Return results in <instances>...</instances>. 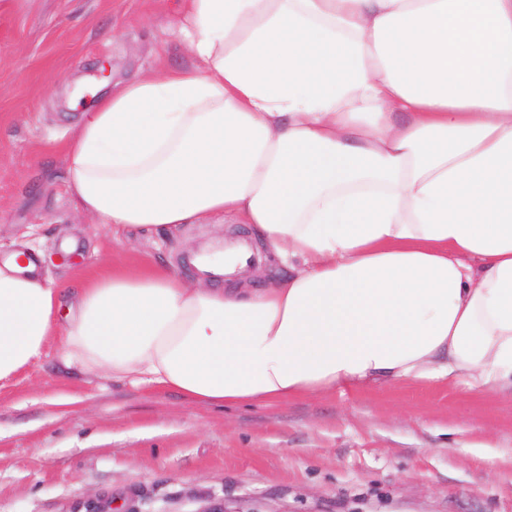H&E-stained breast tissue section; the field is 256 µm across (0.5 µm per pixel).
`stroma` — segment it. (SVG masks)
Wrapping results in <instances>:
<instances>
[{"mask_svg": "<svg viewBox=\"0 0 512 512\" xmlns=\"http://www.w3.org/2000/svg\"><path fill=\"white\" fill-rule=\"evenodd\" d=\"M177 0H0V261L17 249L77 302L82 273L163 265L220 288L199 246L249 236L205 224L116 239L82 214L64 146L118 81L190 53ZM108 67L110 82L94 73ZM72 242L73 253L61 246ZM512 512V391L364 385L275 405H197L69 367L57 347L0 387V512Z\"/></svg>", "mask_w": 512, "mask_h": 512, "instance_id": "35a3bbf8", "label": "stroma"}]
</instances>
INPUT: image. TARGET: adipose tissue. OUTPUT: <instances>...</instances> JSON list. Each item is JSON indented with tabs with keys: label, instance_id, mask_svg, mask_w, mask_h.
Here are the masks:
<instances>
[{
	"label": "adipose tissue",
	"instance_id": "1",
	"mask_svg": "<svg viewBox=\"0 0 512 512\" xmlns=\"http://www.w3.org/2000/svg\"><path fill=\"white\" fill-rule=\"evenodd\" d=\"M183 9L193 65L84 113L68 188L116 234L252 225L288 275L193 288L112 265L66 314L13 252L0 384L54 341L66 365L198 405L462 377L512 389V0Z\"/></svg>",
	"mask_w": 512,
	"mask_h": 512
}]
</instances>
